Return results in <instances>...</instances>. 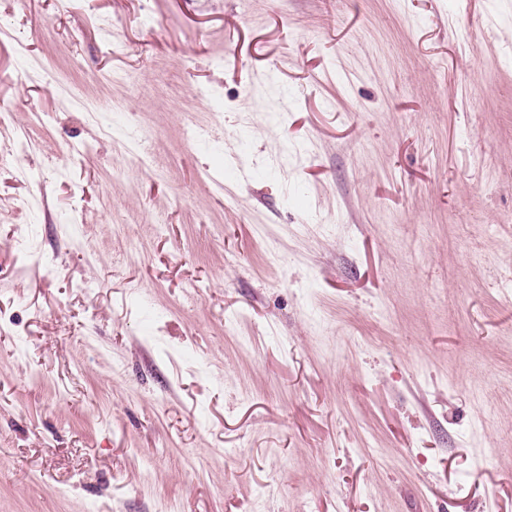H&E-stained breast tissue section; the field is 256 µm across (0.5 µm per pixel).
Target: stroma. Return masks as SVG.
Masks as SVG:
<instances>
[{
	"label": "stroma",
	"instance_id": "1",
	"mask_svg": "<svg viewBox=\"0 0 512 512\" xmlns=\"http://www.w3.org/2000/svg\"><path fill=\"white\" fill-rule=\"evenodd\" d=\"M0 109V512H512V0H0Z\"/></svg>",
	"mask_w": 512,
	"mask_h": 512
}]
</instances>
